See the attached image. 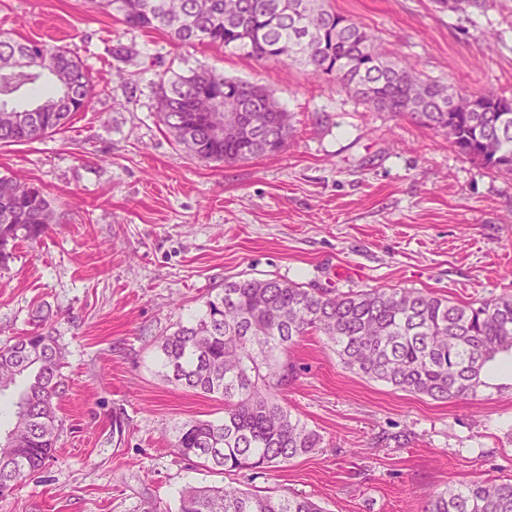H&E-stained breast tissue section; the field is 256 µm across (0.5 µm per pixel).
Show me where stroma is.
<instances>
[{
    "mask_svg": "<svg viewBox=\"0 0 512 512\" xmlns=\"http://www.w3.org/2000/svg\"><path fill=\"white\" fill-rule=\"evenodd\" d=\"M391 55L463 92L512 96V0H330ZM77 45L100 92L41 141L0 145V174L43 185L55 220L0 266V345L45 329L65 349L61 434L0 512H176L187 486L300 495L324 512H425L470 480L512 479V371L474 400H434L343 367L324 336L290 357L293 412L322 448L264 473L219 474L174 454L221 401L165 381L158 340L244 274L452 300L512 296V174L488 170L408 117L373 112L325 76L125 27L86 0H0V31ZM497 35L495 43L485 33ZM130 49L117 61L108 49ZM123 68L127 89L112 86ZM267 86L291 117L273 155L204 162L158 123L160 70Z\"/></svg>",
    "mask_w": 512,
    "mask_h": 512,
    "instance_id": "35a3bbf8",
    "label": "stroma"
}]
</instances>
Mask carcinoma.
Wrapping results in <instances>:
<instances>
[{
  "instance_id": "1",
  "label": "carcinoma",
  "mask_w": 512,
  "mask_h": 512,
  "mask_svg": "<svg viewBox=\"0 0 512 512\" xmlns=\"http://www.w3.org/2000/svg\"><path fill=\"white\" fill-rule=\"evenodd\" d=\"M131 29L159 31L177 46L227 49L259 64H296L325 75L379 112L409 117L445 135L460 153L512 173V96L463 93L424 76L406 57L387 56L362 22L329 0H90ZM35 95L27 106L18 101ZM158 118L202 161L234 163L288 144L291 119L263 85L216 70H164ZM96 96L78 51L0 32V143L28 144L62 131ZM234 111L249 130L213 128ZM42 186L0 176V265L20 241L53 223ZM320 334L345 368L434 400L474 399L498 357L512 356V297L459 304L415 288L340 292L242 275L208 296L205 312L159 341L160 366L176 386L224 403L219 421L192 419L170 447L232 474L276 468L322 447L323 436L286 402L296 367L286 356ZM34 356L20 358L17 345ZM57 339L34 331L0 346V392L23 379L14 421L0 437V497L43 469L59 438L56 399L64 386ZM177 512H323L311 499L188 486ZM425 512H512V480H471L428 501Z\"/></svg>"
}]
</instances>
